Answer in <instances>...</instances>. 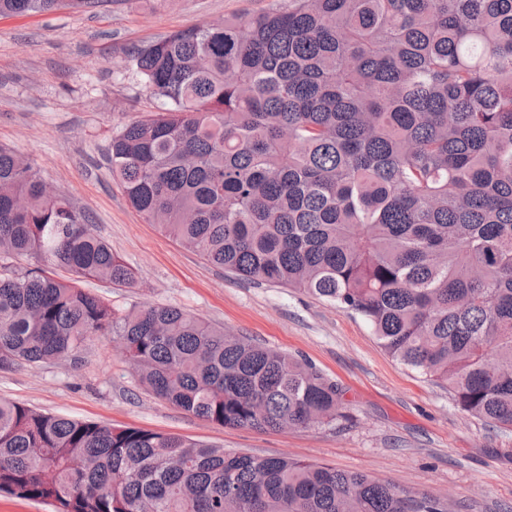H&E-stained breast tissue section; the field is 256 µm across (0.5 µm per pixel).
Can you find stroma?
Masks as SVG:
<instances>
[{"label":"stroma","mask_w":512,"mask_h":512,"mask_svg":"<svg viewBox=\"0 0 512 512\" xmlns=\"http://www.w3.org/2000/svg\"><path fill=\"white\" fill-rule=\"evenodd\" d=\"M288 0H61L49 12L0 16V146L85 212L136 273L127 288L81 280L117 314L173 306L311 362L343 390L345 419L259 431L187 415L146 390L113 335L46 364L0 369V399L67 418L137 427L254 456L285 455L362 472L461 512H512V432L462 412L448 390L392 359L358 315L305 293L242 280L146 223L106 160L113 133L160 101L129 55L177 30L257 15Z\"/></svg>","instance_id":"35a3bbf8"}]
</instances>
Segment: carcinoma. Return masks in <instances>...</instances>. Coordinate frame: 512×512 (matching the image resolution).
I'll list each match as a JSON object with an SVG mask.
<instances>
[{
	"instance_id": "carcinoma-1",
	"label": "carcinoma",
	"mask_w": 512,
	"mask_h": 512,
	"mask_svg": "<svg viewBox=\"0 0 512 512\" xmlns=\"http://www.w3.org/2000/svg\"><path fill=\"white\" fill-rule=\"evenodd\" d=\"M59 0H0V15ZM162 107L120 127L130 206L211 265L361 316L457 407L512 431V0H288L131 55ZM118 286L135 272L86 215L0 147V258ZM114 333L140 383L221 426L344 417L305 360L170 306L121 316L37 268L0 273V367ZM0 492L57 512H448L309 461L0 401Z\"/></svg>"
}]
</instances>
